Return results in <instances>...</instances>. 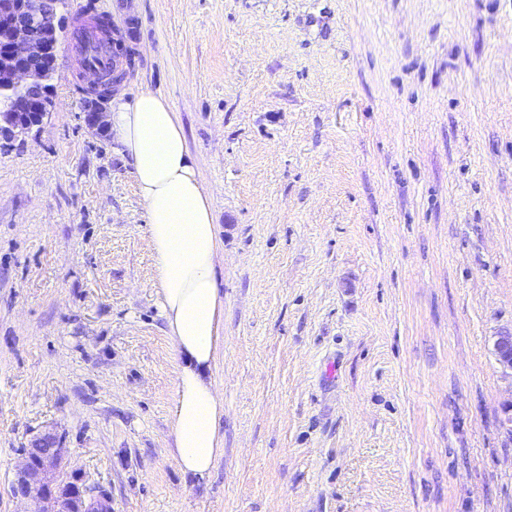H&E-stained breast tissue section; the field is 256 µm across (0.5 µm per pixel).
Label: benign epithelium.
Returning a JSON list of instances; mask_svg holds the SVG:
<instances>
[{
    "label": "benign epithelium",
    "instance_id": "obj_1",
    "mask_svg": "<svg viewBox=\"0 0 512 512\" xmlns=\"http://www.w3.org/2000/svg\"><path fill=\"white\" fill-rule=\"evenodd\" d=\"M58 0H0V89L15 90L20 96L12 107L0 113V136L15 139L42 124L53 106L54 86L43 81L58 75L57 54L50 37L57 34ZM135 22L124 21L123 33L112 45L127 54L135 64L133 41ZM88 91L84 102L90 127L107 126V104L116 88L126 81L127 73L110 80L95 70H85ZM496 360L512 372V330L498 333L494 344ZM14 497L29 501L37 512H72L61 493L66 485L75 486L79 497L78 512H112V496L85 482L81 472L67 467L68 449L48 432L35 440V446L22 452Z\"/></svg>",
    "mask_w": 512,
    "mask_h": 512
}]
</instances>
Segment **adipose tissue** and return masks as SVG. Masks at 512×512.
<instances>
[{
    "label": "adipose tissue",
    "instance_id": "1",
    "mask_svg": "<svg viewBox=\"0 0 512 512\" xmlns=\"http://www.w3.org/2000/svg\"><path fill=\"white\" fill-rule=\"evenodd\" d=\"M106 121L147 209L161 308L177 355L171 454L182 472L204 479L224 446V402L213 383L224 299L212 198L175 112L160 95L117 90Z\"/></svg>",
    "mask_w": 512,
    "mask_h": 512
}]
</instances>
